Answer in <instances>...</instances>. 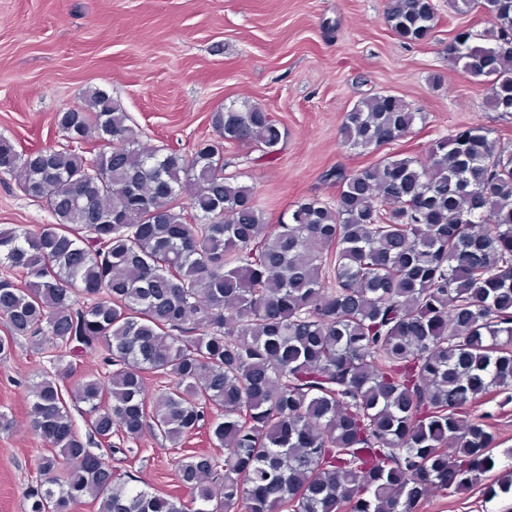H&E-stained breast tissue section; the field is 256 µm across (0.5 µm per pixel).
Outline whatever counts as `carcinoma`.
Here are the masks:
<instances>
[{"instance_id":"obj_1","label":"carcinoma","mask_w":512,"mask_h":512,"mask_svg":"<svg viewBox=\"0 0 512 512\" xmlns=\"http://www.w3.org/2000/svg\"><path fill=\"white\" fill-rule=\"evenodd\" d=\"M408 42L432 37L433 0H388ZM489 43L456 34L448 55L512 113V0L488 14ZM423 119L376 94L342 118L346 144L378 150ZM218 141L183 154L145 143L107 92L56 113L62 150L0 139V179L45 203L54 223L0 229V320L60 363L103 351L112 371L46 373L28 416L49 445L28 512H417L432 493L479 486L512 496V463L468 406L512 392V153L480 127L428 159L385 155L332 170L336 200L296 202L275 230L252 190L224 174V147L264 155L279 123L246 102L213 113ZM92 140L109 150L92 159ZM166 379L157 396L146 381ZM113 428L172 447L204 429L224 457L181 455L180 494L129 485L89 448Z\"/></svg>"}]
</instances>
